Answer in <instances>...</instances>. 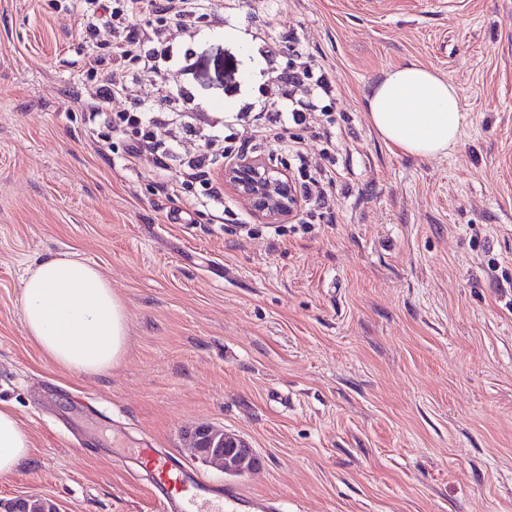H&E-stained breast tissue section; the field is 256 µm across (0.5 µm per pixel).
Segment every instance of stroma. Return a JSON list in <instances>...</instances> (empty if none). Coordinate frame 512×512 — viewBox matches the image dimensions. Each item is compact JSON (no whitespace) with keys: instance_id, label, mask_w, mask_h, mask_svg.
<instances>
[{"instance_id":"stroma-1","label":"stroma","mask_w":512,"mask_h":512,"mask_svg":"<svg viewBox=\"0 0 512 512\" xmlns=\"http://www.w3.org/2000/svg\"><path fill=\"white\" fill-rule=\"evenodd\" d=\"M235 25L193 45L185 82L214 112L259 86L248 30L328 72L334 217L282 234L225 192H170L126 166L81 106L77 0H0V402L31 459L0 499L61 512H159L132 449L189 462L280 512H512V0H223ZM416 62L454 82L447 154H404L366 96ZM249 220L251 234L239 220ZM96 266L128 316L102 375L49 363L26 335L28 269ZM246 439L258 469L193 460L188 430Z\"/></svg>"}]
</instances>
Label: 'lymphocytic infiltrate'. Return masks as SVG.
Masks as SVG:
<instances>
[{
	"instance_id": "f902f5d3",
	"label": "lymphocytic infiltrate",
	"mask_w": 512,
	"mask_h": 512,
	"mask_svg": "<svg viewBox=\"0 0 512 512\" xmlns=\"http://www.w3.org/2000/svg\"><path fill=\"white\" fill-rule=\"evenodd\" d=\"M80 6L87 19L81 37L90 49L84 61L89 83L82 105L91 121L125 138L127 165L148 161L162 170L175 169L181 183L204 184L207 200L220 206L224 185L214 169L219 161L234 160L235 130L248 125L256 144L282 143L305 186L301 223L313 224L331 215L336 133L330 109L318 103L320 94L330 93L331 83L326 75H314L302 51H293L286 67L272 77L277 96L245 103L235 112H210L186 88L168 80V72L188 75L194 67L191 58L174 52L169 30L177 28L189 39L205 30H224L229 20L223 6L205 9L200 0H80ZM145 6L151 9L152 22L142 27L128 24V17ZM107 40L112 46L105 55L101 48ZM142 80L159 82V102L113 111V99ZM160 127L168 128V139L155 137ZM188 135L203 141L204 150L182 154L180 144ZM313 139L323 144L316 154L309 150Z\"/></svg>"
}]
</instances>
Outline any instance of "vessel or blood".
<instances>
[{
  "label": "vessel or blood",
  "instance_id": "obj_1",
  "mask_svg": "<svg viewBox=\"0 0 512 512\" xmlns=\"http://www.w3.org/2000/svg\"><path fill=\"white\" fill-rule=\"evenodd\" d=\"M149 459L161 512H277L274 502L240 497L228 491L215 496L191 468L168 452L144 449Z\"/></svg>",
  "mask_w": 512,
  "mask_h": 512
}]
</instances>
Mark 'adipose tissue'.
Listing matches in <instances>:
<instances>
[{
    "label": "adipose tissue",
    "mask_w": 512,
    "mask_h": 512,
    "mask_svg": "<svg viewBox=\"0 0 512 512\" xmlns=\"http://www.w3.org/2000/svg\"><path fill=\"white\" fill-rule=\"evenodd\" d=\"M366 103L377 135L416 157L448 152L465 119L457 86L415 62L386 70ZM22 323L46 360L70 372H106L125 352L122 300L95 266L72 254L44 260L29 273ZM30 454L28 432L12 407L1 405L0 474L15 473Z\"/></svg>",
    "instance_id": "1"
}]
</instances>
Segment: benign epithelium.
<instances>
[{"mask_svg": "<svg viewBox=\"0 0 512 512\" xmlns=\"http://www.w3.org/2000/svg\"><path fill=\"white\" fill-rule=\"evenodd\" d=\"M224 185L246 201L251 212L268 224H283L301 210V197L286 169L261 157H245L224 166ZM189 448L206 464L229 476L259 465L250 445L239 435L209 425L188 433Z\"/></svg>", "mask_w": 512, "mask_h": 512, "instance_id": "7a95c632", "label": "benign epithelium"}]
</instances>
